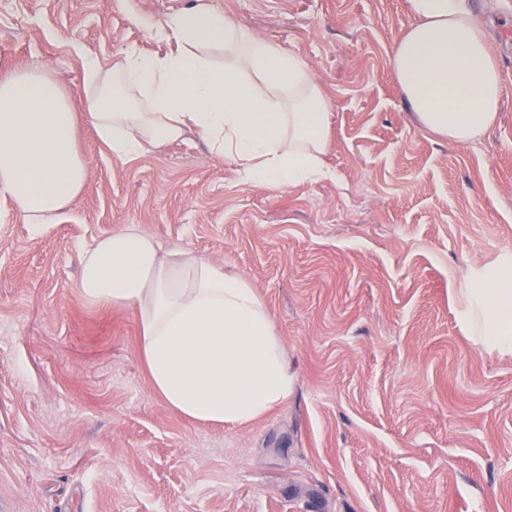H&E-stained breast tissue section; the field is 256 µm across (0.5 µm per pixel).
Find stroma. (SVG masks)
Listing matches in <instances>:
<instances>
[{"instance_id": "stroma-1", "label": "stroma", "mask_w": 512, "mask_h": 512, "mask_svg": "<svg viewBox=\"0 0 512 512\" xmlns=\"http://www.w3.org/2000/svg\"><path fill=\"white\" fill-rule=\"evenodd\" d=\"M193 0H0V69L166 51ZM298 53L331 103L336 177L243 185L195 135L88 174L33 232L0 199V512H512V357L454 316L469 266L512 249V0H475L499 49V124L461 147L416 123L390 66L403 0H206ZM128 224L244 274L296 377L247 425L151 391L131 310L88 306L83 251Z\"/></svg>"}]
</instances>
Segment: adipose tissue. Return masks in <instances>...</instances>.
I'll return each mask as SVG.
<instances>
[{
    "label": "adipose tissue",
    "mask_w": 512,
    "mask_h": 512,
    "mask_svg": "<svg viewBox=\"0 0 512 512\" xmlns=\"http://www.w3.org/2000/svg\"><path fill=\"white\" fill-rule=\"evenodd\" d=\"M403 6L412 23L390 59L403 97L423 129L473 145L498 122L504 82L472 0ZM154 36L170 51L128 48L106 67L86 61L78 108L50 66L0 73V197L33 229L56 222L84 187V120L122 160L191 132L245 185L330 177V106L298 55L201 0ZM215 49L237 58L215 64ZM78 290L88 305L133 311L150 386L184 418L245 425L293 392L272 315L223 263L162 247L129 224L83 253ZM456 318L480 350L512 357V249L462 273Z\"/></svg>",
    "instance_id": "1"
}]
</instances>
